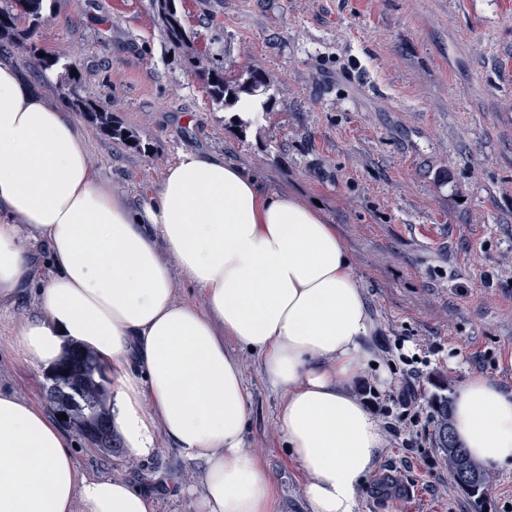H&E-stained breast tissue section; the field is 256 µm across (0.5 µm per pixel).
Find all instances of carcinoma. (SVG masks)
<instances>
[{
    "label": "carcinoma",
    "mask_w": 512,
    "mask_h": 512,
    "mask_svg": "<svg viewBox=\"0 0 512 512\" xmlns=\"http://www.w3.org/2000/svg\"><path fill=\"white\" fill-rule=\"evenodd\" d=\"M156 24L162 36L173 46L192 43L194 33L187 30L176 7V0H152ZM45 9L44 0H0V56L18 42L27 45L28 57L39 73L60 68L61 86L66 105L80 116L95 132L114 142L127 145L138 152H148L149 147L135 131L116 120L112 111L82 93V77L73 62L59 64V59L41 52L33 41ZM211 101L228 110L239 107L243 100L260 103L262 112L270 110L274 95L268 76L253 69L244 79L226 73L224 65H213L197 71ZM58 387L49 390V399L60 414L89 440L104 448H114L112 417L108 405L107 367L94 354L80 345L70 346L52 368ZM431 395L433 423L436 426L435 444L448 459L452 478L465 472L473 482L465 488L469 497L481 501L485 498L489 478L480 464L473 461L465 448L453 435L451 426L452 400L450 387L440 379Z\"/></svg>",
    "instance_id": "cac0c4a2"
}]
</instances>
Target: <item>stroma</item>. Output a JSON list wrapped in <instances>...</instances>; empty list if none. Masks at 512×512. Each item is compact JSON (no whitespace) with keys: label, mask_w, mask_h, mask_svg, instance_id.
I'll return each mask as SVG.
<instances>
[{"label":"stroma","mask_w":512,"mask_h":512,"mask_svg":"<svg viewBox=\"0 0 512 512\" xmlns=\"http://www.w3.org/2000/svg\"><path fill=\"white\" fill-rule=\"evenodd\" d=\"M196 38L172 48L151 0H56L36 43L75 62L87 96L150 150L89 133V162L137 205L180 150L218 152L303 204L320 202L350 253L392 377L354 388L387 446L357 512H512V469L470 501L434 446L437 378L512 390V0H178ZM253 66L274 83L267 115L236 131L188 61ZM32 299L0 306V390L50 408L48 368L18 359ZM249 395L245 446L274 487V512H309L305 475L278 432L282 397L238 351ZM80 468L131 482L157 512H196L201 469L166 441L147 461L68 427Z\"/></svg>","instance_id":"1"}]
</instances>
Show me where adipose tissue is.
<instances>
[{"instance_id":"ef3b65f1","label":"adipose tissue","mask_w":512,"mask_h":512,"mask_svg":"<svg viewBox=\"0 0 512 512\" xmlns=\"http://www.w3.org/2000/svg\"><path fill=\"white\" fill-rule=\"evenodd\" d=\"M47 251L48 270L35 258ZM203 304L178 299L176 280ZM36 294L15 333L26 362L65 341L112 371L127 452L158 437L203 469L198 512H272L245 446L248 393L232 338L281 393L278 426L307 476L311 512H356L386 446L353 385L377 327L334 225L215 153L181 150L141 206L99 183L82 126L0 60V302ZM478 463L512 468V391L471 376L452 413ZM0 512H155L126 481L78 467L74 442L34 401L0 391Z\"/></svg>"}]
</instances>
